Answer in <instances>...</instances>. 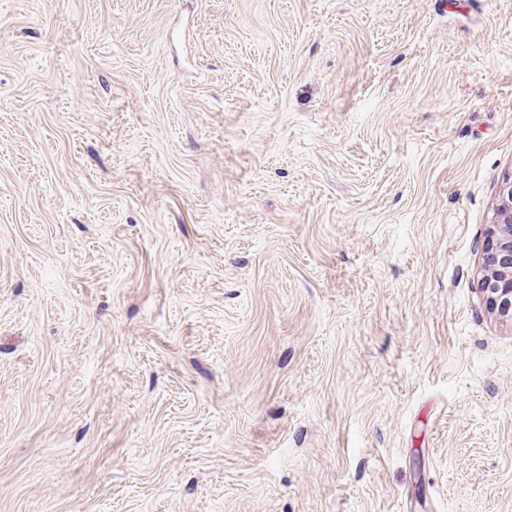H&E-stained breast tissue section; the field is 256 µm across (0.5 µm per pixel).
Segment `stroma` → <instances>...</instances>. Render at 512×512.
Segmentation results:
<instances>
[{
	"label": "stroma",
	"mask_w": 512,
	"mask_h": 512,
	"mask_svg": "<svg viewBox=\"0 0 512 512\" xmlns=\"http://www.w3.org/2000/svg\"><path fill=\"white\" fill-rule=\"evenodd\" d=\"M512 0H0V512H512ZM478 281L491 310L512 321V179L505 182L495 224H490Z\"/></svg>",
	"instance_id": "stroma-1"
}]
</instances>
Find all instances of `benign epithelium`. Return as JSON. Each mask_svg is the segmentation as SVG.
Masks as SVG:
<instances>
[{
	"mask_svg": "<svg viewBox=\"0 0 512 512\" xmlns=\"http://www.w3.org/2000/svg\"><path fill=\"white\" fill-rule=\"evenodd\" d=\"M499 317L512 321V179L505 183L496 222L489 225L478 281Z\"/></svg>",
	"mask_w": 512,
	"mask_h": 512,
	"instance_id": "7a95c632",
	"label": "benign epithelium"
}]
</instances>
